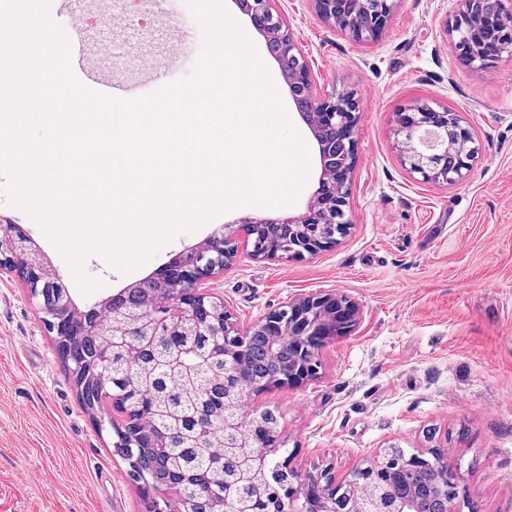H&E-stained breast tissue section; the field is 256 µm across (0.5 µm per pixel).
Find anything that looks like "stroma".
I'll list each match as a JSON object with an SVG mask.
<instances>
[{"mask_svg": "<svg viewBox=\"0 0 512 512\" xmlns=\"http://www.w3.org/2000/svg\"><path fill=\"white\" fill-rule=\"evenodd\" d=\"M316 90L359 100L347 233L298 259L261 260L246 245L207 283L241 330L289 298L338 292L357 302L351 335L320 351L316 378L249 398L275 407L290 468L350 479L391 446L441 449L460 474L459 512H512V55L469 66L444 30L460 0H397L376 39L351 36L314 12L311 0H271ZM248 30L288 116L310 153L308 181L284 207L244 206L175 235L132 272L88 255L82 292L38 224L12 205L0 172V217L20 225L71 291L78 308L150 276L215 230L243 217L304 213L320 175L319 146L298 115L263 37ZM202 27L186 0H135L106 28L87 26L92 56L135 78L162 67L173 26ZM427 103L459 113L477 155L463 179L423 180L402 164L394 116ZM109 399L82 407L54 335L18 278L0 279V512H147L129 465L114 448Z\"/></svg>", "mask_w": 512, "mask_h": 512, "instance_id": "35a3bbf8", "label": "stroma"}]
</instances>
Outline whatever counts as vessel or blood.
Listing matches in <instances>:
<instances>
[{
    "label": "vessel or blood",
    "mask_w": 512,
    "mask_h": 512,
    "mask_svg": "<svg viewBox=\"0 0 512 512\" xmlns=\"http://www.w3.org/2000/svg\"><path fill=\"white\" fill-rule=\"evenodd\" d=\"M53 19L70 42L72 69L80 72L99 92L112 96L135 97L133 83L112 76L109 70L92 60L84 39V17L58 10L54 12Z\"/></svg>",
    "instance_id": "obj_1"
}]
</instances>
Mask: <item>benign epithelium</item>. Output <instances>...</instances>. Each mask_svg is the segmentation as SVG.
<instances>
[{
  "label": "benign epithelium",
  "mask_w": 512,
  "mask_h": 512,
  "mask_svg": "<svg viewBox=\"0 0 512 512\" xmlns=\"http://www.w3.org/2000/svg\"><path fill=\"white\" fill-rule=\"evenodd\" d=\"M316 15L347 31L357 43L376 38L385 30L394 0H372L377 4L358 12L337 15L336 0H311ZM247 4L254 29L266 44L275 46V55L301 59L294 69H281L292 102L319 145L321 177L311 195L307 210L285 218H242L234 235L224 227L200 245L191 248L160 268L148 280L128 284L119 293L90 308L103 315L105 322L85 319L72 303L69 288L47 266L39 250L28 244V238L13 224H0V277L16 275L26 288L43 321L51 325L54 343L66 336H93L97 340L95 367L98 373L112 374V337L123 336L140 345H150L159 355L173 349H197L201 344L211 349L224 347V335L241 334L233 315L221 302L212 300L204 291V281L224 270L236 254V239L243 243L264 237L266 225L279 224L288 229V250L252 253L255 258H298L330 247L335 240L316 239L308 232L311 224H340L343 234L351 220L346 206L355 163L354 134L359 122L358 102L351 92L320 97L317 95L309 62L301 57L296 43L282 21L273 19L269 0H236ZM493 12L484 11L485 0H462V8L451 19L449 32L455 51L470 66L484 70L503 54L512 52V0H496ZM486 27L500 36L497 53L488 57L475 46L479 29ZM456 125L463 144L458 163L448 170V124ZM401 141V161L412 174L427 181L452 182L471 168L475 147L472 131L461 124L459 114L450 109H436L420 104L397 116ZM360 320L359 305L337 292H320L293 297L280 309L265 315L258 325L278 338L286 335L298 348L296 366L285 372L279 385L297 386L318 375L319 354L323 347L339 337L349 336ZM148 400L133 397L122 406L124 414L154 413L158 401L170 407L177 399L169 394L163 376H155L148 389ZM240 401L232 396L224 399V421L212 418L209 397L202 393L189 421L169 428L168 462L173 471L187 476L195 466L202 448L217 446L226 452L250 449L246 480L249 501H265L266 456L270 444L260 441L248 421L240 418ZM384 468L376 460L357 469L349 484L362 491L361 499H385L382 512H420L417 502L386 497ZM341 486L323 476H296L288 487V512H360L340 494ZM177 512H224V499L212 494L183 496Z\"/></svg>",
  "instance_id": "1"
}]
</instances>
